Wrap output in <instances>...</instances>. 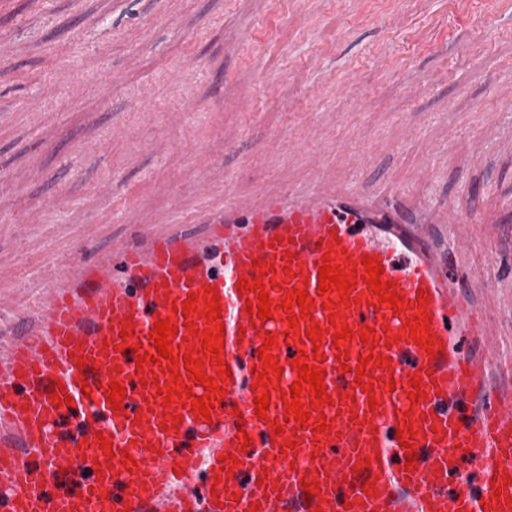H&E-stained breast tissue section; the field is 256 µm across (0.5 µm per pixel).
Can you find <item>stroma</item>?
Instances as JSON below:
<instances>
[{"mask_svg":"<svg viewBox=\"0 0 512 512\" xmlns=\"http://www.w3.org/2000/svg\"><path fill=\"white\" fill-rule=\"evenodd\" d=\"M510 75L512 0H0V309L20 303L21 268L53 274L48 251L193 212L204 196L178 184L186 167L216 203L228 187L247 199L317 177L375 199L432 165L440 220L460 190L481 203L448 276L478 281L496 351L512 356V108L495 92ZM275 128L300 130L302 149ZM238 142L246 155L226 153ZM109 178L106 199L95 186Z\"/></svg>","mask_w":512,"mask_h":512,"instance_id":"35a3bbf8","label":"stroma"}]
</instances>
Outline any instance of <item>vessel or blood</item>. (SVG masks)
I'll return each instance as SVG.
<instances>
[{"mask_svg":"<svg viewBox=\"0 0 512 512\" xmlns=\"http://www.w3.org/2000/svg\"><path fill=\"white\" fill-rule=\"evenodd\" d=\"M479 211L462 191L442 245L430 210L395 186L378 199L352 186H270L250 200L228 190L222 205L135 228L119 248L62 258L17 339L0 347V512H512V388L487 379L496 361L473 281L448 278ZM326 255L353 280L348 294L320 292ZM367 256L383 265L400 309L366 283ZM258 280L266 321L246 311ZM293 288L310 297L309 311L288 297ZM213 299L216 321L204 316ZM416 316L424 323L414 331ZM159 320L177 329L171 356L139 364L133 348L154 352ZM345 324L350 336L335 340ZM314 325L322 333L312 340ZM216 329L214 356L204 334ZM269 336L282 374L262 385L258 351ZM187 355L224 390L209 416L192 406L206 391ZM299 359L324 372V403L301 390L304 424L282 399ZM114 382L125 388L118 411ZM53 386L71 404L57 405ZM407 429L404 447L397 433Z\"/></svg>","mask_w":512,"mask_h":512,"instance_id":"vessel-or-blood-1","label":"vessel or blood"}]
</instances>
